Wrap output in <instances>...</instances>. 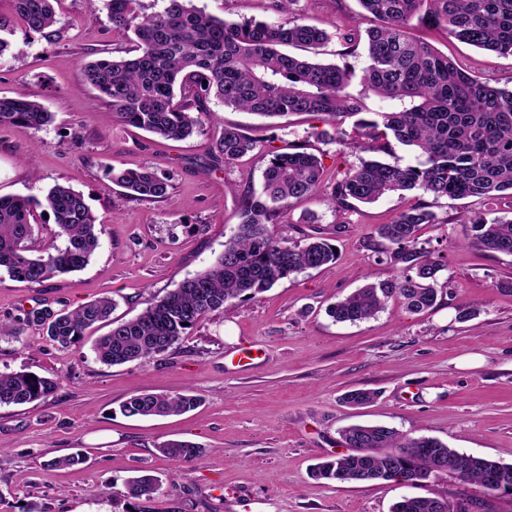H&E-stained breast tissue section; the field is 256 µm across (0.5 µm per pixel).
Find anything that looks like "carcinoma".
I'll use <instances>...</instances> for the list:
<instances>
[{
  "label": "carcinoma",
  "mask_w": 512,
  "mask_h": 512,
  "mask_svg": "<svg viewBox=\"0 0 512 512\" xmlns=\"http://www.w3.org/2000/svg\"><path fill=\"white\" fill-rule=\"evenodd\" d=\"M55 0H13L25 33L48 41L62 38L56 24ZM139 0H107L112 30L133 35L138 54L116 59L104 56L80 66L81 82L100 93L110 118L144 129L161 138L182 140L199 128L200 116L217 100L267 117L310 113L322 121L340 123L357 117L354 128L359 149L369 154L336 178L332 201L341 209L352 202L371 203L395 193L420 190L435 199L479 197L497 200L512 195V88L481 82L430 44L411 36L412 22L442 28L457 41L512 56V0H358L373 18L362 30L355 25L340 35L341 56L363 49L365 65L357 72L349 63L323 64L292 55L288 46L315 49L328 39L291 11L295 0H279L285 15L278 24L253 20L227 21L206 14L192 0H165L160 12L142 15ZM52 113L24 93L0 97V126L38 129ZM412 148L421 158L416 166L391 164L381 158L393 143ZM256 149L255 142L236 127L226 126L216 142V159L230 164ZM260 191L241 200V222L224 244V251L205 270L182 280L177 288L151 301L136 318L119 323L94 344L97 359L123 365L168 351L202 318L232 300L252 299L281 279L336 261L335 246L321 236L302 242L276 237L271 224L283 223L286 202L316 193L321 186L320 159L303 145L286 151L271 149ZM135 201L164 197L167 184L148 168L106 172ZM25 196L0 197V268L10 277L42 288L60 274L84 268L100 246L103 224L72 188L57 184L45 205L66 245L51 244L32 254L33 207ZM470 225L469 245L483 252L512 256V219L461 217ZM439 219L425 203L399 213L376 233L386 242L400 274L380 283L369 282L327 310L336 322H362L375 317L390 300L410 313L436 305L448 282H439L445 264L418 247V231ZM112 300L100 297L78 308L48 306L24 312L12 325L0 323V337L20 335L35 325L61 348L77 342L94 325L108 320ZM57 382L30 372L0 373V407L20 406L54 393ZM368 389L346 392L349 406L372 403ZM191 393H137L121 405L132 416L181 414L196 408ZM348 452L314 467L313 475L330 481L365 484L390 481L401 473L409 478H438L451 471L489 493L512 495V468L479 456H469V468L458 474L466 457L437 438L409 437L384 425H350L340 430ZM160 453L188 462L201 446L168 440ZM160 489L151 475L126 484L127 496L147 500ZM448 500L404 497L391 512H445Z\"/></svg>",
  "instance_id": "carcinoma-1"
}]
</instances>
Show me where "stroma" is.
Segmentation results:
<instances>
[{
	"label": "stroma",
	"instance_id": "35a3bbf8",
	"mask_svg": "<svg viewBox=\"0 0 512 512\" xmlns=\"http://www.w3.org/2000/svg\"><path fill=\"white\" fill-rule=\"evenodd\" d=\"M220 19L275 24L276 0H193ZM60 41L16 28L19 57H0V96L22 92L52 112L51 124L21 131L0 127V196L38 200L37 243L57 226L42 202L57 184L80 192L105 224L101 245L81 271L34 288L0 269V321L49 305L77 308L101 296L116 307L108 322L67 349L35 326L0 340V372L26 371L54 379L55 393L0 408V512H390L405 496L463 501L475 512H512V495H488L445 474L420 485L383 481L361 485L312 477L319 462L345 453L342 428L382 424L407 436H432L461 453L512 465V257L469 247L460 213L512 217V199H433L414 191L354 208H334L338 172L358 164L356 145L319 139L318 117L293 113L266 118L211 103L198 131L165 140L110 119L98 92L81 85L79 66L96 58L133 56L135 42L114 33L103 0H59ZM305 22L330 40L323 63H341L340 39L360 23L357 0H296ZM414 36L448 55L472 76L512 86V56L416 27ZM362 68L364 55L346 59ZM255 139L254 152L214 165L224 127ZM301 142L324 167L318 193L290 200L277 235L299 241L321 233L337 248L335 263L279 281L254 299L226 304L200 320L167 352L107 366L93 344L113 325L135 318L153 298L209 266L239 222L242 195L260 190L271 148ZM150 167L167 182L165 198L137 202L109 182V167ZM426 202L439 221L418 232L419 245L440 255L449 292L417 314L389 303L376 317L337 323L326 314L365 281L399 274L380 255L379 225L407 205ZM377 392L362 408L345 392ZM141 391L200 396L195 410L168 417H128L120 405ZM167 440L199 444L202 455L173 463L159 452ZM77 453L82 463L51 467ZM137 474L159 479L151 501L125 497Z\"/></svg>",
	"mask_w": 512,
	"mask_h": 512
}]
</instances>
